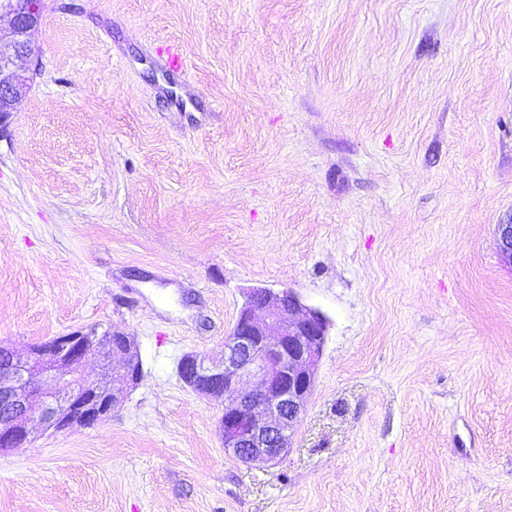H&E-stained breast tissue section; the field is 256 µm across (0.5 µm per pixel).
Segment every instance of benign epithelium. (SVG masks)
Here are the masks:
<instances>
[{"instance_id":"obj_1","label":"benign epithelium","mask_w":512,"mask_h":512,"mask_svg":"<svg viewBox=\"0 0 512 512\" xmlns=\"http://www.w3.org/2000/svg\"><path fill=\"white\" fill-rule=\"evenodd\" d=\"M10 36H0V121L17 111L21 90L33 73L16 61L33 54L44 19V0H7ZM502 260L512 265V221L497 225ZM329 322L292 289L251 290L224 338L219 360L194 353L182 357L186 385L224 401L220 432L224 450L242 462L271 463L290 448L305 413ZM100 373L86 375L87 358ZM134 338L89 327L56 336L30 349L22 360L0 350V451L28 447L39 434L91 428L108 419L142 377Z\"/></svg>"}]
</instances>
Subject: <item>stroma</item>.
Segmentation results:
<instances>
[{"label": "stroma", "mask_w": 512, "mask_h": 512, "mask_svg": "<svg viewBox=\"0 0 512 512\" xmlns=\"http://www.w3.org/2000/svg\"><path fill=\"white\" fill-rule=\"evenodd\" d=\"M21 65L0 343L98 324L144 377L0 452V512H512V0H45ZM252 287L329 321L271 464L177 374Z\"/></svg>", "instance_id": "35a3bbf8"}]
</instances>
